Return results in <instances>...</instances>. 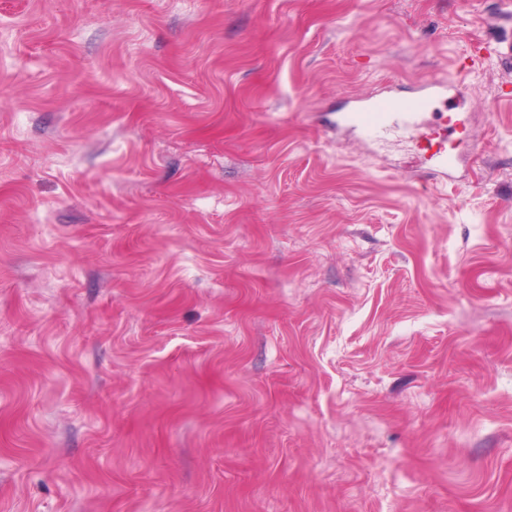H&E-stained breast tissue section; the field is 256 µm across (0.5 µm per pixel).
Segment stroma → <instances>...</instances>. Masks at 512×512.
<instances>
[{
    "instance_id": "35a3bbf8",
    "label": "stroma",
    "mask_w": 512,
    "mask_h": 512,
    "mask_svg": "<svg viewBox=\"0 0 512 512\" xmlns=\"http://www.w3.org/2000/svg\"><path fill=\"white\" fill-rule=\"evenodd\" d=\"M512 0H0V512H512ZM456 181L336 124L469 57Z\"/></svg>"
}]
</instances>
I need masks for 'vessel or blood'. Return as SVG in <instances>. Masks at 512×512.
<instances>
[{"label": "vessel or blood", "mask_w": 512, "mask_h": 512, "mask_svg": "<svg viewBox=\"0 0 512 512\" xmlns=\"http://www.w3.org/2000/svg\"><path fill=\"white\" fill-rule=\"evenodd\" d=\"M467 89L464 74H457L448 81L430 79L422 83L414 99L407 100L387 93L372 96L365 104L349 111L347 122L363 131L369 138L394 130H420L425 134L418 145L423 163L431 171L444 177H453L462 157L449 147L446 138H435L427 131L426 115L436 99L442 97L464 98Z\"/></svg>", "instance_id": "obj_1"}]
</instances>
